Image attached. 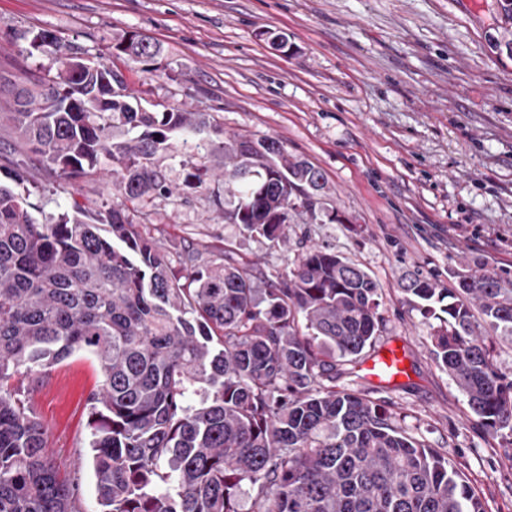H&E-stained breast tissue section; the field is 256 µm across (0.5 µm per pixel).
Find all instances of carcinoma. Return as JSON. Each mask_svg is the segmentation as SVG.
Listing matches in <instances>:
<instances>
[{
  "mask_svg": "<svg viewBox=\"0 0 512 512\" xmlns=\"http://www.w3.org/2000/svg\"><path fill=\"white\" fill-rule=\"evenodd\" d=\"M512 56V0H499ZM32 50L59 63L50 79L17 90L0 113L16 145L0 172L16 185L45 169L76 183L112 163L107 197L73 201L54 223L30 193L0 182V512H79L47 430L12 384L35 381L76 352L98 364L86 400L100 512H486L461 466L408 435L401 417L362 391L336 388L374 348L380 288L357 264L307 250L288 273L231 257L226 239L198 261L172 264L164 239L144 230L173 188L158 157L182 138V185L209 191L211 156L224 192L210 198L226 224L276 247L292 213L343 224L322 168L272 137L224 133L211 112L142 108L129 63L154 69L161 46L135 31L93 61L40 30ZM438 364L489 431L512 435V377L475 336L472 307L512 338V288L491 274L456 286L412 280Z\"/></svg>",
  "mask_w": 512,
  "mask_h": 512,
  "instance_id": "1",
  "label": "carcinoma"
}]
</instances>
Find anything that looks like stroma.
I'll return each mask as SVG.
<instances>
[{
  "instance_id": "35a3bbf8",
  "label": "stroma",
  "mask_w": 512,
  "mask_h": 512,
  "mask_svg": "<svg viewBox=\"0 0 512 512\" xmlns=\"http://www.w3.org/2000/svg\"><path fill=\"white\" fill-rule=\"evenodd\" d=\"M38 30L102 60L138 32L162 47L156 70L128 74L142 99L217 113L225 134L277 138L326 172L346 223H293L272 248L218 219L208 194H184L167 157L174 194L154 223L174 253L226 237L268 272L312 247L364 268L381 288L377 346L403 347L408 375L381 386L351 374L338 387L389 405L409 435L459 462L486 512H512V437L481 426L406 292L414 278L452 287L471 268L512 281V56L495 47L498 0H0V113L12 83L55 71L23 38ZM269 31L287 34L289 53ZM111 179L108 167L72 185L47 176L31 200L55 216ZM100 378L77 354L30 394L60 472L82 476L83 512L100 509L86 462V398Z\"/></svg>"
}]
</instances>
